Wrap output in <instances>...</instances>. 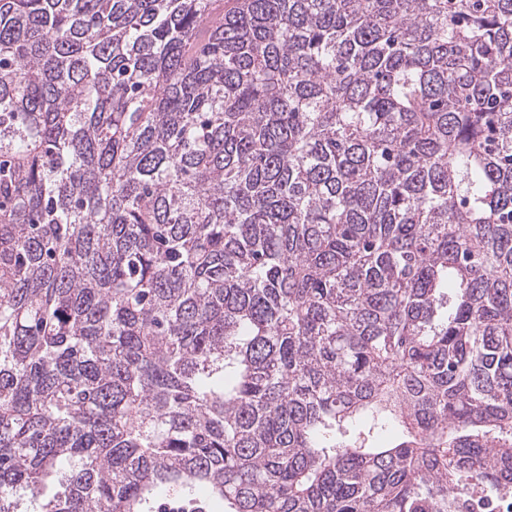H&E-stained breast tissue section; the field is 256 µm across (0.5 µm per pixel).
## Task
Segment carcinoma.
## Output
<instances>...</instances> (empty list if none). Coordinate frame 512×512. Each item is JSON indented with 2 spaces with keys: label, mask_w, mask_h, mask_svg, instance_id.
I'll return each mask as SVG.
<instances>
[{
  "label": "carcinoma",
  "mask_w": 512,
  "mask_h": 512,
  "mask_svg": "<svg viewBox=\"0 0 512 512\" xmlns=\"http://www.w3.org/2000/svg\"><path fill=\"white\" fill-rule=\"evenodd\" d=\"M215 2L0 0V512L512 493V0Z\"/></svg>",
  "instance_id": "cac0c4a2"
}]
</instances>
